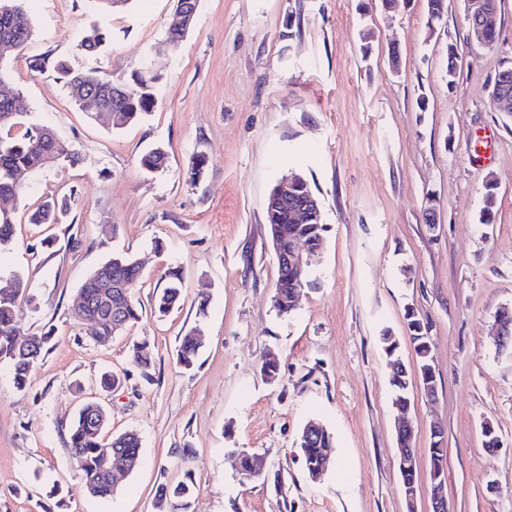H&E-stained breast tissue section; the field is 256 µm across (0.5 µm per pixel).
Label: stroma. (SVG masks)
I'll list each match as a JSON object with an SVG mask.
<instances>
[{"mask_svg": "<svg viewBox=\"0 0 512 512\" xmlns=\"http://www.w3.org/2000/svg\"><path fill=\"white\" fill-rule=\"evenodd\" d=\"M176 0H29L33 36L7 71L21 92L22 125L52 127L79 160L25 173L0 277L21 276L23 336L52 347L17 389L0 362V512H158L159 486L192 479L186 512H431L428 448L441 426L449 512H512V347L495 315L512 308V112L489 93L512 67V0H501L496 43L485 46L446 0L429 23L423 0H198L179 46L166 33ZM109 33L98 53L80 43L92 23ZM456 51V75L447 72ZM400 66L392 68L391 54ZM34 55L131 80L155 76L156 105L122 131L82 112ZM163 168L144 169L153 148ZM205 163L196 181L193 157ZM296 172L316 195L321 253L304 266L290 315L273 306L278 271L265 223L271 188ZM493 223L479 221L488 181ZM63 198L55 224H33ZM142 267L140 320L101 346L72 312L89 271L113 252ZM179 309L155 316L170 272ZM423 326L434 396L419 384L409 318ZM197 330V365L176 362ZM398 344L410 404L393 403ZM148 340L152 377L130 361ZM280 366L265 379V354ZM122 373L102 395V372ZM105 396L110 433L132 430L140 464L111 498L82 484L67 429L83 400ZM414 429V500L404 493L397 423ZM318 421L336 453L310 480L296 450ZM493 425L501 445L486 448ZM265 456V478L242 479L241 452Z\"/></svg>", "mask_w": 512, "mask_h": 512, "instance_id": "obj_1", "label": "stroma"}]
</instances>
